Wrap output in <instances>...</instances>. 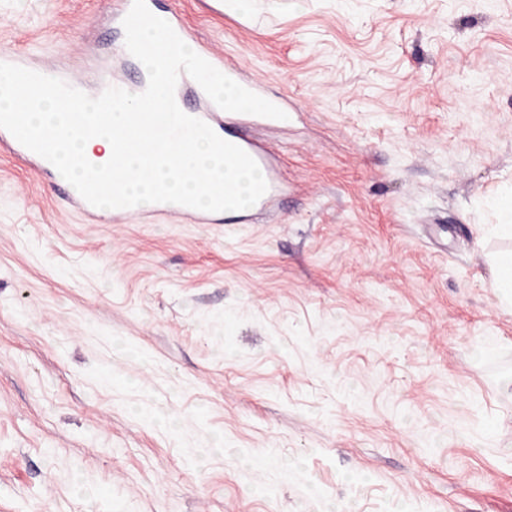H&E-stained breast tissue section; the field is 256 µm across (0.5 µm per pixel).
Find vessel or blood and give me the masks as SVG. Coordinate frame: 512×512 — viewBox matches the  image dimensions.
I'll use <instances>...</instances> for the list:
<instances>
[{"mask_svg": "<svg viewBox=\"0 0 512 512\" xmlns=\"http://www.w3.org/2000/svg\"><path fill=\"white\" fill-rule=\"evenodd\" d=\"M192 115L205 121L222 139L242 148L257 162L259 168L267 171L268 189L252 206L250 213L260 215L270 212L279 197L281 184L273 172L274 165L270 149L255 140L248 132L249 127L265 124V117L228 112L209 100L205 101L203 107L194 109ZM0 152L23 156L36 172L51 179L56 176L55 168L50 162L23 146L11 133L3 129H0ZM62 192L72 211L80 214L88 222H99L100 217L95 207L84 200L76 190L66 185L63 186ZM155 214L164 219L177 216L193 224H241L245 222L247 216L240 210L200 212L194 208L173 203L158 204Z\"/></svg>", "mask_w": 512, "mask_h": 512, "instance_id": "vessel-or-blood-1", "label": "vessel or blood"}]
</instances>
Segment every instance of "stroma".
Segmentation results:
<instances>
[{
    "label": "stroma",
    "instance_id": "obj_1",
    "mask_svg": "<svg viewBox=\"0 0 512 512\" xmlns=\"http://www.w3.org/2000/svg\"><path fill=\"white\" fill-rule=\"evenodd\" d=\"M287 95L253 224H88L0 154V512H512V0H157ZM112 0L0 49L137 63ZM493 288L508 305L512 304V250L497 252L493 258Z\"/></svg>",
    "mask_w": 512,
    "mask_h": 512
}]
</instances>
